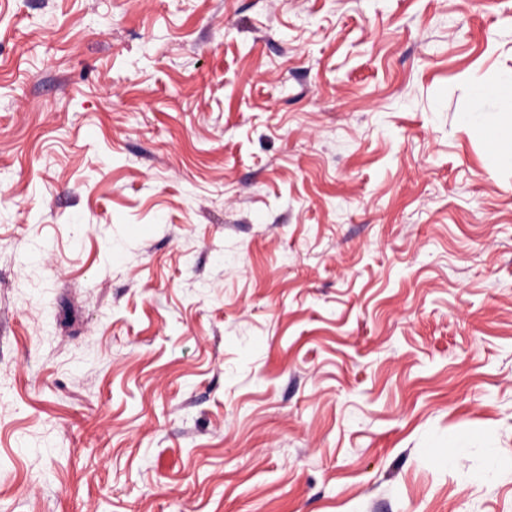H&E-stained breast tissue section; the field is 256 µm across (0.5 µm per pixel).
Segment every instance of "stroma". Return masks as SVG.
Returning a JSON list of instances; mask_svg holds the SVG:
<instances>
[{
  "label": "stroma",
  "mask_w": 512,
  "mask_h": 512,
  "mask_svg": "<svg viewBox=\"0 0 512 512\" xmlns=\"http://www.w3.org/2000/svg\"><path fill=\"white\" fill-rule=\"evenodd\" d=\"M512 0H0V512H512ZM512 97L511 77H504L495 82L482 85L475 93L473 98V108L475 111H481L485 102L489 100L500 99L508 96ZM471 131L476 138L490 145L493 155L500 165L512 166V127L492 131L487 126L476 123L471 127Z\"/></svg>",
  "instance_id": "obj_1"
}]
</instances>
